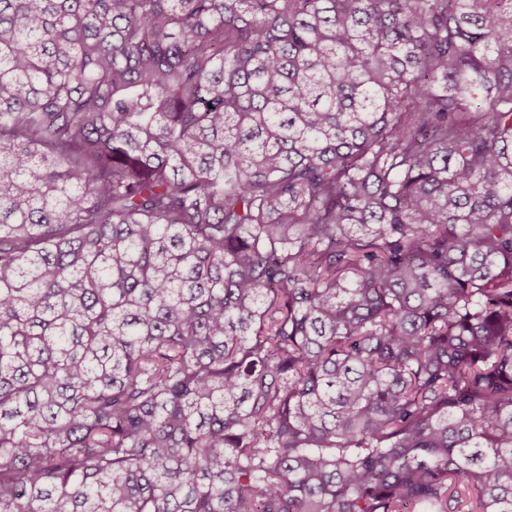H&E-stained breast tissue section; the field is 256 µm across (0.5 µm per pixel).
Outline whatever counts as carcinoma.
Here are the masks:
<instances>
[{"label": "carcinoma", "instance_id": "1", "mask_svg": "<svg viewBox=\"0 0 512 512\" xmlns=\"http://www.w3.org/2000/svg\"><path fill=\"white\" fill-rule=\"evenodd\" d=\"M0 512H512V0H0Z\"/></svg>", "mask_w": 512, "mask_h": 512}]
</instances>
